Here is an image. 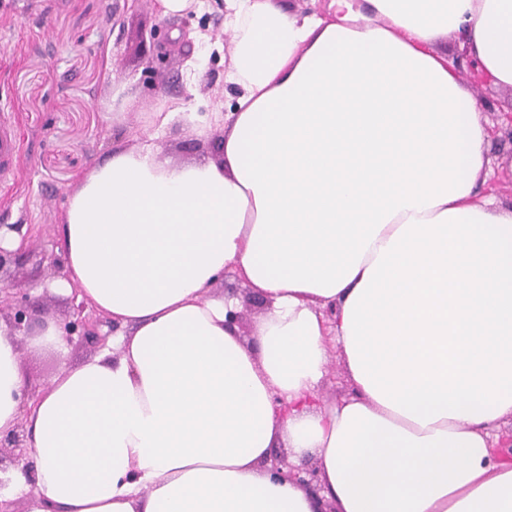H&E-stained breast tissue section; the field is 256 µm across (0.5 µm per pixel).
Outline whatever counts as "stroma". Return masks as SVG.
I'll return each instance as SVG.
<instances>
[{
    "label": "stroma",
    "instance_id": "1",
    "mask_svg": "<svg viewBox=\"0 0 512 512\" xmlns=\"http://www.w3.org/2000/svg\"><path fill=\"white\" fill-rule=\"evenodd\" d=\"M226 0H203L197 12L158 15L153 0H0V129L14 144L8 172L0 174V216L30 229L36 248L60 251L58 226L71 193L94 159L131 146L146 134L150 112L181 102L205 115L235 104L238 88L227 79L236 32ZM195 38L181 50L174 30ZM155 32L164 43L157 54ZM194 59L197 78L184 69ZM128 87L136 104L121 109L113 96ZM211 128H169L157 144L173 164L210 158ZM69 344L67 354L25 346L22 369L29 386L43 391L63 364L95 355Z\"/></svg>",
    "mask_w": 512,
    "mask_h": 512
}]
</instances>
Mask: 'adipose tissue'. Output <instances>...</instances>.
I'll return each instance as SVG.
<instances>
[{
    "label": "adipose tissue",
    "instance_id": "obj_1",
    "mask_svg": "<svg viewBox=\"0 0 512 512\" xmlns=\"http://www.w3.org/2000/svg\"><path fill=\"white\" fill-rule=\"evenodd\" d=\"M234 107L176 105L94 161L59 233L67 280L118 324L111 349L21 405L0 320V434L25 421L28 512H315L265 472L315 454L336 512H512V208L480 198L482 107L434 51L460 33L512 88V0H332L330 16L227 0ZM223 129L172 164L159 134ZM267 300L257 342L225 326L223 271ZM336 310L327 329L321 307ZM334 334L349 377L321 406Z\"/></svg>",
    "mask_w": 512,
    "mask_h": 512
}]
</instances>
